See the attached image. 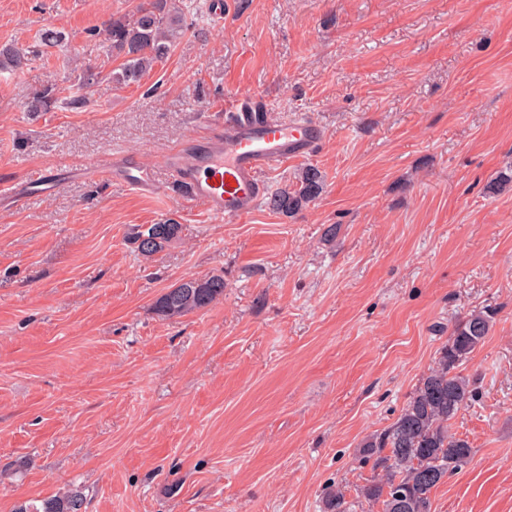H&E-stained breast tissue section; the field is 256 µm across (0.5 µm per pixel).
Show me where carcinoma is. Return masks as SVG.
I'll use <instances>...</instances> for the list:
<instances>
[{"label":"carcinoma","instance_id":"obj_1","mask_svg":"<svg viewBox=\"0 0 512 512\" xmlns=\"http://www.w3.org/2000/svg\"><path fill=\"white\" fill-rule=\"evenodd\" d=\"M180 0H143L135 11L114 15L102 30L103 44L112 57L121 60L112 81L121 86L140 84L158 62L166 60L176 42L188 31ZM26 53L12 45L0 46V71L18 72L27 65ZM97 78L87 68L68 87L48 86L32 93L25 108L49 112L61 102L70 108L86 105V89ZM323 190V176L313 167L304 168L292 188H281L268 197L267 205L293 214L315 200ZM181 225H137L129 241L144 256L180 240ZM224 296V276L188 278L161 294L155 301L156 314L164 319L186 316L204 309ZM494 322L491 311H475L455 324L438 365L413 393L400 416L383 431L362 444V457L374 459L381 475L358 489V497L380 512H432L431 492L448 474L467 463L469 442L448 431V422L468 406L475 396L470 379L459 371L489 334ZM81 490L21 503L16 512H84ZM324 512H354L353 503L340 493L326 497Z\"/></svg>","mask_w":512,"mask_h":512}]
</instances>
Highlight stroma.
Listing matches in <instances>:
<instances>
[{"label": "stroma", "instance_id": "35a3bbf8", "mask_svg": "<svg viewBox=\"0 0 512 512\" xmlns=\"http://www.w3.org/2000/svg\"><path fill=\"white\" fill-rule=\"evenodd\" d=\"M140 0H0V194L110 151L159 188L61 181L0 203V512L80 488L86 512H323L376 477L359 447L391 425L473 311L495 324L462 365L477 395L449 423L469 462L432 512H512V0H184L192 28L140 85L93 30ZM48 29L62 45L37 44ZM98 77L80 111L34 90ZM315 121L321 195L236 223L181 207L162 157L236 97ZM180 240L142 256L136 224ZM334 241H325L328 225ZM224 295L181 318L155 299L187 278ZM28 60L27 54L13 45L0 46V71L18 72L27 65Z\"/></svg>", "mask_w": 512, "mask_h": 512}]
</instances>
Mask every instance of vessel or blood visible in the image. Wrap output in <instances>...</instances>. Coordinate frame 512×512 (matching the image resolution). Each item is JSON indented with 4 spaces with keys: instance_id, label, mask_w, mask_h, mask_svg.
I'll use <instances>...</instances> for the list:
<instances>
[{
    "instance_id": "obj_1",
    "label": "vessel or blood",
    "mask_w": 512,
    "mask_h": 512,
    "mask_svg": "<svg viewBox=\"0 0 512 512\" xmlns=\"http://www.w3.org/2000/svg\"><path fill=\"white\" fill-rule=\"evenodd\" d=\"M321 140L322 130L314 121L280 122L260 99L244 95L204 141L183 143L166 154L165 164L185 188L183 206L200 205L214 217L239 221L268 193L266 172L313 155ZM79 173L90 180L119 179L141 192L155 189L149 171L124 153L109 155Z\"/></svg>"
}]
</instances>
